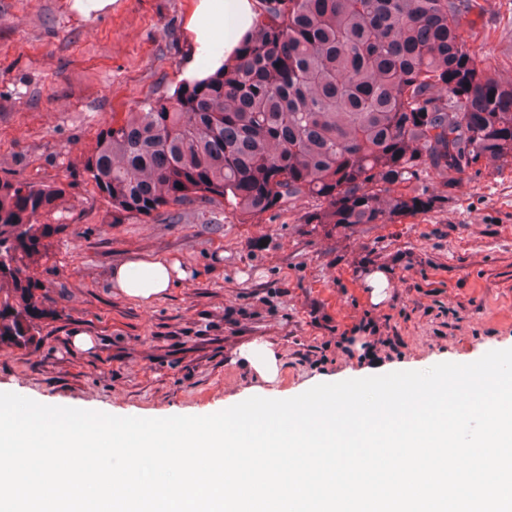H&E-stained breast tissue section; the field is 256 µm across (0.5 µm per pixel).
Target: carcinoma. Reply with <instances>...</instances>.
<instances>
[{
	"mask_svg": "<svg viewBox=\"0 0 512 512\" xmlns=\"http://www.w3.org/2000/svg\"><path fill=\"white\" fill-rule=\"evenodd\" d=\"M487 0H261L235 60L101 130L83 174L143 219L219 198L241 219L309 197L304 224H395L464 175L512 169V78L472 49ZM438 180L429 190L426 178ZM183 188H178V185ZM60 184L0 180V349L58 315L36 268Z\"/></svg>",
	"mask_w": 512,
	"mask_h": 512,
	"instance_id": "carcinoma-1",
	"label": "carcinoma"
}]
</instances>
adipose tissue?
Masks as SVG:
<instances>
[{"instance_id":"1","label":"adipose tissue","mask_w":512,"mask_h":512,"mask_svg":"<svg viewBox=\"0 0 512 512\" xmlns=\"http://www.w3.org/2000/svg\"><path fill=\"white\" fill-rule=\"evenodd\" d=\"M257 16L256 0H197L186 25L193 54L185 64L184 79H205L232 59ZM186 275V268L176 258L139 257L113 268L110 286L124 299L148 304L165 297ZM238 356L262 381L276 379L281 354L273 342L242 344Z\"/></svg>"}]
</instances>
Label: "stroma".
<instances>
[{
    "label": "stroma",
    "mask_w": 512,
    "mask_h": 512,
    "mask_svg": "<svg viewBox=\"0 0 512 512\" xmlns=\"http://www.w3.org/2000/svg\"><path fill=\"white\" fill-rule=\"evenodd\" d=\"M193 5L114 0L86 17L71 0H0V179L66 188L44 218L57 230L36 270L59 314L39 347L0 349V392L116 416H203L256 396L260 379L234 359L255 339L280 346L288 398L512 348V170L463 177L448 202L394 224H304L307 198L246 221L221 202L183 206L178 221L113 216L83 161L112 119L180 83ZM487 7L498 29L475 48L510 74L512 0ZM201 210L210 223H194ZM155 254L188 269L167 297L141 306L112 291V266ZM381 269L388 296L375 305L364 277ZM367 319L374 333L360 331ZM76 328L94 350L70 347ZM393 334L396 351L384 344Z\"/></svg>",
    "instance_id": "1"
}]
</instances>
